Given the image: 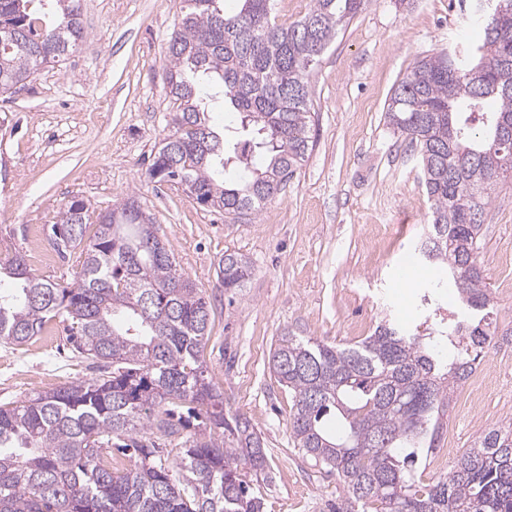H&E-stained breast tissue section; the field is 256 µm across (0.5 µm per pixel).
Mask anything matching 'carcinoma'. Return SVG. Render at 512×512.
I'll use <instances>...</instances> for the list:
<instances>
[{"label": "carcinoma", "mask_w": 512, "mask_h": 512, "mask_svg": "<svg viewBox=\"0 0 512 512\" xmlns=\"http://www.w3.org/2000/svg\"><path fill=\"white\" fill-rule=\"evenodd\" d=\"M36 0H0V94L26 86L87 40L79 0H51L55 20ZM182 0L167 47L173 130L149 170L184 187L231 220L258 214L312 151L309 77L337 27L367 0H312L284 24L275 0ZM480 14L481 40L461 59L440 53L417 61L390 97L385 117L419 148L431 222L421 242L459 306L478 319H434L420 334L385 319L356 345L342 347L290 331L277 339L270 369L292 398L293 447L344 482L336 512H512V429L492 427L447 476L415 489V465L433 450L455 390L499 337L487 310L493 298L479 263L488 190L512 171V0ZM222 88L257 140L236 143L208 125L197 76ZM267 156L256 161L257 151ZM232 164L247 173L224 180ZM52 244L83 256L80 280L62 285L33 275L22 254L5 267L0 341L22 345L52 322L65 324L79 358L101 373L52 392L0 404V512H263L247 471L262 469L264 443L251 422L224 415V397L206 375L207 301L178 272L138 197L96 211L73 200L51 228ZM252 264L224 253L218 276L244 287ZM512 342V333L501 337ZM446 339L453 355L436 352ZM202 419L174 462L136 438L141 430L176 435ZM128 440L134 464L116 474L104 452Z\"/></svg>", "instance_id": "1"}]
</instances>
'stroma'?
<instances>
[{"label": "stroma", "mask_w": 512, "mask_h": 512, "mask_svg": "<svg viewBox=\"0 0 512 512\" xmlns=\"http://www.w3.org/2000/svg\"><path fill=\"white\" fill-rule=\"evenodd\" d=\"M87 42L40 67L24 88L0 94V264L24 255L35 275L75 282L78 253L48 265L37 255L72 198L99 211L136 195L151 213L180 272L211 304L204 348L226 416L242 415L265 443V478L251 481L264 512H330L342 481L304 461L288 430L291 398L269 367L279 336L292 331L339 346L370 335L383 317L415 327L447 308L441 268L417 263L401 277L430 217L418 149L384 115L414 62L455 50L477 0H368L339 28L310 78L313 150L285 189L255 215L232 222L148 170L171 130L166 51L181 0H80ZM212 127L239 139L232 107L203 83ZM389 233L378 238L374 226ZM248 257L254 273L231 295L216 275L224 252ZM512 178L494 185L483 214L480 259L498 332L512 330ZM491 386L479 408L456 391L436 450L417 468L419 486L448 472L437 449L465 453L492 426L512 423V346L478 366ZM96 372L65 337L0 342V403L18 402Z\"/></svg>", "instance_id": "obj_1"}]
</instances>
